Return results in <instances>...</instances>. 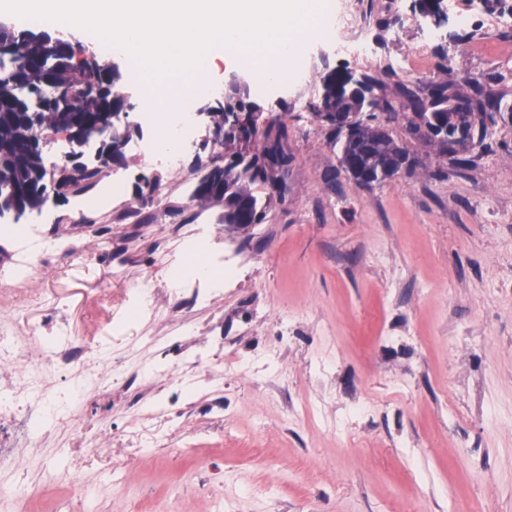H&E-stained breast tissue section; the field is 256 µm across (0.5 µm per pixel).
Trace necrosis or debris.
Listing matches in <instances>:
<instances>
[{
    "label": "necrosis or debris",
    "mask_w": 512,
    "mask_h": 512,
    "mask_svg": "<svg viewBox=\"0 0 512 512\" xmlns=\"http://www.w3.org/2000/svg\"><path fill=\"white\" fill-rule=\"evenodd\" d=\"M331 14L324 34L335 43L339 53L351 58L372 56L373 48L363 36L351 33L348 20L338 4H331ZM153 129V140L143 156L152 165L174 170L179 168L180 153L164 152L161 144L170 127H177L180 146L189 148L198 135L191 122L173 125L170 116L147 115ZM193 236L203 249L195 264L183 260L185 250L176 247L163 263L169 271L166 293L174 306L210 305L215 293L200 285L197 265H204L225 287H232L240 274L236 252L212 246L209 225H195ZM17 254L8 267L0 268V288L11 289L21 284L36 285L42 278L50 258L72 249V242L43 235L34 225L15 226ZM134 321H155L165 318L168 308L156 302V286L150 273L133 276L128 288V304ZM39 343L37 351L21 346L8 327H0V474L26 470L39 455L50 436L65 431L84 441L86 447L101 444L99 433L87 430L84 419L87 408L98 397L111 396L113 388L125 386L129 377L150 383L153 389L173 385L181 387L185 396H192L189 369L204 371L217 362L224 349L223 339L195 348L192 356H172L167 344L157 343L150 336L141 342L153 349L152 363H141L128 370L125 356L112 354L105 344L88 346L71 335L65 324L47 322L29 328Z\"/></svg>",
    "instance_id": "4bbe7bcc"
}]
</instances>
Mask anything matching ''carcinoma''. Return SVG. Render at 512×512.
I'll use <instances>...</instances> for the list:
<instances>
[{"label":"carcinoma","mask_w":512,"mask_h":512,"mask_svg":"<svg viewBox=\"0 0 512 512\" xmlns=\"http://www.w3.org/2000/svg\"><path fill=\"white\" fill-rule=\"evenodd\" d=\"M80 45L70 39L55 40L40 19L18 28L0 23V205L41 209L47 202L49 184L55 185L57 203L70 194L85 193L101 179L102 168L71 163L50 172L46 169L41 133L76 131L100 142L106 165L114 161V143L123 128L114 127L110 115L127 111V103L114 95L123 74L105 57L76 58ZM444 76L431 85L428 96L417 97L404 87L413 116L406 118L408 133L437 141L442 152L455 157L458 167L467 166L464 153L449 147L433 129L467 127L470 140L483 142L497 123L501 102L476 81L443 66ZM349 71H332L322 77L323 95L315 116L334 128L340 149L339 162L353 181L381 184L398 173L406 150L386 125L364 120L368 106L392 109L387 99L367 102L363 92L348 84ZM466 101L470 111L458 112L455 104ZM222 133L224 165L212 168L209 182H197L192 199L201 204L224 205V223L244 228L265 218L251 185L274 182L290 159L281 142L288 127L268 125L253 137L246 127L224 131V108L213 109Z\"/></svg>","instance_id":"1"}]
</instances>
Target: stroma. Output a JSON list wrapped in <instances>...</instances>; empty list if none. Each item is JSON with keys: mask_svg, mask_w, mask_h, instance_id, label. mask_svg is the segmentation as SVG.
<instances>
[{"mask_svg": "<svg viewBox=\"0 0 512 512\" xmlns=\"http://www.w3.org/2000/svg\"><path fill=\"white\" fill-rule=\"evenodd\" d=\"M369 37L384 54L409 56L407 68L372 69L337 53L320 37L304 54L309 84H284L256 93L248 61L229 56L211 75L207 106L224 104L237 81L243 101L260 108L262 124H287L282 141L291 162L285 193L257 183L254 194L266 216L243 230L229 228L219 206L191 201L205 165L216 158L211 127H203L183 156L180 175L163 179L159 200L142 201L141 175L154 168L137 156L153 132L137 112L141 98L129 78L130 118L138 123L126 165L106 170L122 177L126 223L111 209H86L69 197L39 222L53 235L83 237V253L53 260L31 295L0 292V313L20 339L27 326L57 317L72 335L97 341L122 322L126 275L113 276L101 256L106 228L126 236L128 273L150 271L166 286V269L152 254L186 224L215 226L222 243L241 246L249 260L238 284L217 304L186 308L152 324L167 338L187 322L197 346L224 336V358L277 353L279 377L267 372L197 375L196 407L177 422L143 414L130 418L128 394L113 393L87 417L90 427L118 434L90 452L68 434L45 444L25 475L34 488L27 512H48L71 492L68 472L99 484L112 512H207L205 491L234 492L232 512H512V122L468 152V168L410 135L406 98L429 89L420 60L438 63L448 50L487 92L512 105V28L486 30L489 16H512V0H443L442 25L422 15L417 0H400L412 21L403 37L388 38L390 18L382 0H358ZM472 16L469 28L459 15ZM347 68L378 80L399 117L388 120L411 164L369 188L343 171L330 127L314 114L321 78ZM262 262H255V254ZM287 322L291 339L276 331ZM411 330L412 341L390 347L381 331ZM336 351L335 368L320 361ZM224 386L223 417L203 413L215 384ZM319 402L341 430L300 421L303 401ZM370 402L372 414L344 421L345 410Z\"/></svg>", "mask_w": 512, "mask_h": 512, "instance_id": "stroma-1", "label": "stroma"}]
</instances>
